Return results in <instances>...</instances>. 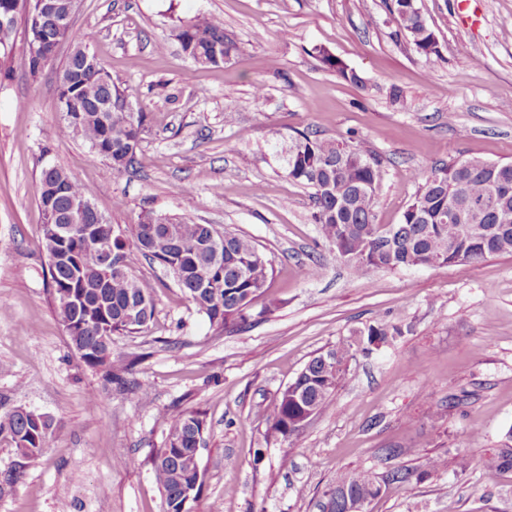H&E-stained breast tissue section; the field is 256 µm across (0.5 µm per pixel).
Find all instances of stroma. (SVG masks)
Instances as JSON below:
<instances>
[{"instance_id": "stroma-1", "label": "stroma", "mask_w": 512, "mask_h": 512, "mask_svg": "<svg viewBox=\"0 0 512 512\" xmlns=\"http://www.w3.org/2000/svg\"><path fill=\"white\" fill-rule=\"evenodd\" d=\"M390 2L78 0L73 30L93 33L90 52L148 114L136 169L114 174L87 142L57 134L71 41L31 74L16 14L0 50V413L36 410L54 427L34 462L0 438V512H165L152 458L171 416L197 408L204 486L190 512H318L338 474L382 481L400 468L415 478L368 512H512V470L488 463L512 431V254L357 276L313 223L309 190L288 177L297 132L358 144L384 169L376 221L396 224L434 167L512 162V0H470L464 11L418 0L438 43L431 58L392 21ZM211 16L249 49L202 67L172 30ZM320 47L362 84L325 69ZM49 164L75 175L109 223L151 212L251 237L273 275L248 321L210 323L136 254L132 272L155 315L112 339L113 358L134 362L127 383L86 366L48 292L38 182ZM313 263L322 272L310 278ZM376 323L403 333L363 350L357 333ZM340 345L348 374L330 407L289 440L269 437L279 390ZM139 383L144 404L128 391ZM118 448L129 453L122 466ZM437 457L444 469L424 475Z\"/></svg>"}]
</instances>
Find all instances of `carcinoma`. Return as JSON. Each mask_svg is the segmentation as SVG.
Listing matches in <instances>:
<instances>
[{"label": "carcinoma", "instance_id": "cac0c4a2", "mask_svg": "<svg viewBox=\"0 0 512 512\" xmlns=\"http://www.w3.org/2000/svg\"><path fill=\"white\" fill-rule=\"evenodd\" d=\"M72 0H54L56 11L46 15L52 27L71 11ZM389 13L407 31L417 51L426 57L438 53L433 33L417 11L418 3L392 0ZM183 52L201 66H217L247 51L243 42L216 18L183 21L173 31ZM73 49L60 71L57 87L60 111L69 116L59 134L78 136L121 172L134 167L146 113L126 107L128 90L103 68L81 65L85 40L69 31ZM324 68L345 81L362 78L329 51L317 49ZM288 176L312 190L313 223L335 249L352 257L357 273L373 269H401L478 262L488 256L512 253V163L478 159L452 160L425 177L400 223L375 222L376 191L383 179L380 160L342 141L297 133L288 156ZM43 202L56 211V225L72 227V236L56 240L43 225L42 249L59 251L66 261L49 272V294L73 348L91 368L120 379L123 368L112 364V336L134 334L154 317L149 289L132 274L131 256L139 253L162 265L175 283L213 324L227 326L247 321V312L273 274L264 253L249 237L228 229L219 233L212 224H192L175 217L146 213L139 223L121 227L97 223V214H85L84 223L70 224L71 200L90 199L83 184L65 169L45 166L40 173ZM456 208L463 219L444 223L440 216ZM109 248L122 261L119 271L104 273L94 253ZM402 334L398 327L369 325L360 343H381ZM350 348L336 347L313 356L292 387H284L269 413L268 434L290 439V427L306 414L325 411L344 379ZM53 419L31 418L16 409L0 414V434L14 451L30 460L44 452ZM207 430L205 414L184 411L171 420L167 437L153 457L155 481L166 512H181L184 493L192 498L202 490L200 453ZM490 463L512 470V431ZM334 485L347 488L353 499L380 494L367 471L340 474Z\"/></svg>", "mask_w": 512, "mask_h": 512}]
</instances>
